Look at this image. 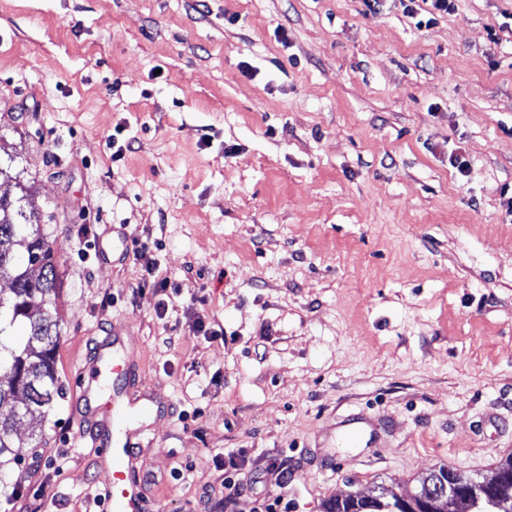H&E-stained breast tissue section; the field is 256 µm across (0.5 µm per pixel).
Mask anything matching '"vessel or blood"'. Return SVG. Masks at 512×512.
I'll use <instances>...</instances> for the list:
<instances>
[{
  "mask_svg": "<svg viewBox=\"0 0 512 512\" xmlns=\"http://www.w3.org/2000/svg\"><path fill=\"white\" fill-rule=\"evenodd\" d=\"M122 339L113 335L97 341L79 375L81 417L78 439L90 440L108 459L100 498L112 512H145L144 484L138 468L139 451L132 443L115 448L111 439L123 421L126 404L140 399L132 384L133 362L121 350Z\"/></svg>",
  "mask_w": 512,
  "mask_h": 512,
  "instance_id": "vessel-or-blood-1",
  "label": "vessel or blood"
}]
</instances>
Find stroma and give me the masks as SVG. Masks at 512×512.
I'll list each match as a JSON object with an SVG mask.
<instances>
[{
    "label": "stroma",
    "instance_id": "obj_1",
    "mask_svg": "<svg viewBox=\"0 0 512 512\" xmlns=\"http://www.w3.org/2000/svg\"><path fill=\"white\" fill-rule=\"evenodd\" d=\"M511 20L512 0L428 28L401 0H0V195L32 196L55 252L66 388L41 446L20 429L0 512H108L75 401L113 328L165 407L128 420L149 512H207L221 453L252 481L236 512L406 493L443 463L492 477L512 454ZM349 415L371 424L353 447Z\"/></svg>",
    "mask_w": 512,
    "mask_h": 512
}]
</instances>
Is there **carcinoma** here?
<instances>
[{"mask_svg":"<svg viewBox=\"0 0 512 512\" xmlns=\"http://www.w3.org/2000/svg\"><path fill=\"white\" fill-rule=\"evenodd\" d=\"M10 280L9 293H0V498L15 499L25 467L15 453L14 435L27 424L45 422L65 388L55 367L60 338L56 317L59 274L53 250L38 224L37 208L28 195L16 199L0 196V276ZM502 481L493 500L480 492L458 496L448 512H512V456L497 467ZM452 467L441 464L422 481L420 489L400 502L401 496L383 492L371 502L348 496L332 501L326 512H442L441 497L459 478Z\"/></svg>","mask_w":512,"mask_h":512,"instance_id":"cac0c4a2","label":"carcinoma"}]
</instances>
